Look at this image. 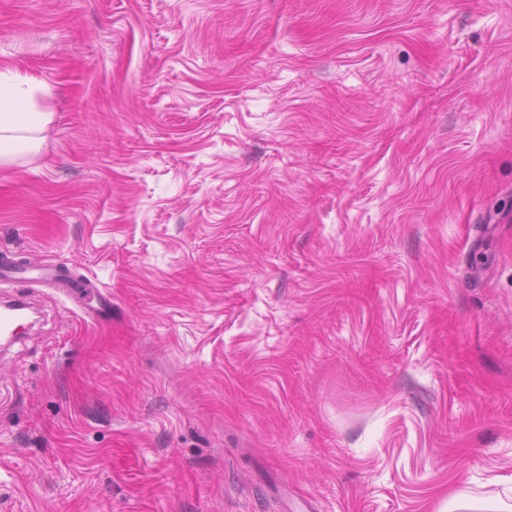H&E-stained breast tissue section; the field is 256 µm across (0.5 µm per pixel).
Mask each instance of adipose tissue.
Segmentation results:
<instances>
[{
  "label": "adipose tissue",
  "instance_id": "1",
  "mask_svg": "<svg viewBox=\"0 0 512 512\" xmlns=\"http://www.w3.org/2000/svg\"><path fill=\"white\" fill-rule=\"evenodd\" d=\"M46 91L38 76L0 65V166L39 151L51 115L40 105Z\"/></svg>",
  "mask_w": 512,
  "mask_h": 512
}]
</instances>
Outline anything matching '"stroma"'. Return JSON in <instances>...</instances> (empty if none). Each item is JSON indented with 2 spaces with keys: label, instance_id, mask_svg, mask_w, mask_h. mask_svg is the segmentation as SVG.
<instances>
[{
  "label": "stroma",
  "instance_id": "35a3bbf8",
  "mask_svg": "<svg viewBox=\"0 0 512 512\" xmlns=\"http://www.w3.org/2000/svg\"><path fill=\"white\" fill-rule=\"evenodd\" d=\"M42 78L0 252V512L512 507V0H0ZM4 274L6 277H8L7 274H9L16 275L17 278L27 280H53L63 287L62 291L69 297H71L76 290L75 288H72V285L75 284L76 281L71 271H65L51 266L41 265L24 267L17 264L13 266L5 264L4 269L2 270V275ZM27 304L21 300L16 299L7 303H2L0 306V339L11 340L13 339L18 328L22 324L21 321L26 316Z\"/></svg>",
  "mask_w": 512,
  "mask_h": 512
}]
</instances>
